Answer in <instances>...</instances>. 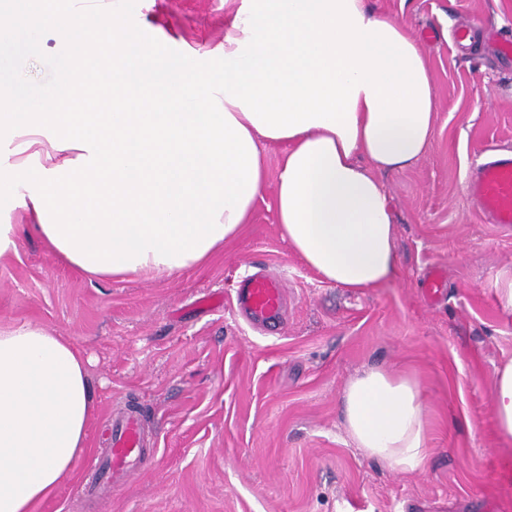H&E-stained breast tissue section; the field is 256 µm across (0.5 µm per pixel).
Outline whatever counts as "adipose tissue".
Wrapping results in <instances>:
<instances>
[{"label":"adipose tissue","instance_id":"ef3b65f1","mask_svg":"<svg viewBox=\"0 0 512 512\" xmlns=\"http://www.w3.org/2000/svg\"><path fill=\"white\" fill-rule=\"evenodd\" d=\"M14 36L49 27L96 47L78 77L110 81L93 112L0 108V209L81 278L171 276L210 265L250 223L267 187L265 148L283 146L276 222L323 281L353 291L398 272L383 174L421 159L437 105L428 60L403 19L367 0H241L222 63L199 70L128 33L122 13L88 23L55 0H0ZM90 360L44 325H0V512H34L89 443ZM494 430L512 442V360L494 370ZM347 431L366 455L418 468L419 384L374 368L348 385Z\"/></svg>","mask_w":512,"mask_h":512}]
</instances>
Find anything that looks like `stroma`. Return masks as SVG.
I'll list each match as a JSON object with an SVG mask.
<instances>
[{
    "label": "stroma",
    "mask_w": 512,
    "mask_h": 512,
    "mask_svg": "<svg viewBox=\"0 0 512 512\" xmlns=\"http://www.w3.org/2000/svg\"><path fill=\"white\" fill-rule=\"evenodd\" d=\"M130 27L209 63L232 17L224 0H116ZM403 13L426 54L438 103L425 156L385 176L397 224V276L363 292L323 282L288 247L273 189L212 265L151 280L89 283L37 238L0 262V323L39 322L91 360L98 442L115 407H146L157 454L103 512H512L499 481L512 445L494 433L491 377L512 359V229L481 219L468 173L492 146L512 148V59L454 42L462 23L512 26V0H369ZM80 49L48 29L0 40V96L48 97ZM443 268L435 301L422 284ZM260 270L286 284L276 331L232 304ZM381 367L423 391L428 453L389 466L345 426L349 382ZM88 455L36 512H94L78 488Z\"/></svg>",
    "instance_id": "1"
}]
</instances>
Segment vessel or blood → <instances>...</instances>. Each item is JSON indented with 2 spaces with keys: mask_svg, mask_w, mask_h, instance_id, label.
Segmentation results:
<instances>
[{
  "mask_svg": "<svg viewBox=\"0 0 512 512\" xmlns=\"http://www.w3.org/2000/svg\"><path fill=\"white\" fill-rule=\"evenodd\" d=\"M469 189L485 222L512 226V150H501L477 163L469 177ZM234 300L238 312L248 322L267 327L280 325L285 305L281 279L247 277L236 289ZM155 447L140 408L128 407L116 413L110 424L108 445L91 468L88 493L111 494L117 484L137 471L140 462Z\"/></svg>",
  "mask_w": 512,
  "mask_h": 512,
  "instance_id": "b4317fda",
  "label": "vessel or blood"
}]
</instances>
